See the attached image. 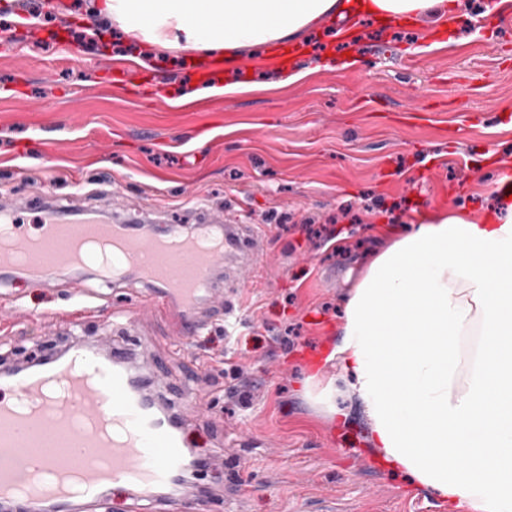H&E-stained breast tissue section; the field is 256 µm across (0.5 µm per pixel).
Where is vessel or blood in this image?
I'll return each mask as SVG.
<instances>
[{
	"mask_svg": "<svg viewBox=\"0 0 512 512\" xmlns=\"http://www.w3.org/2000/svg\"><path fill=\"white\" fill-rule=\"evenodd\" d=\"M0 223L13 227L0 246L1 284L22 274L50 281L83 273L117 288L133 274L142 286L137 306L167 314L181 343L214 321L208 305L224 260L246 246L235 224H200L189 233L169 224L147 235L97 213L76 220L51 208L32 234L13 207L0 210ZM60 233L111 239L116 263L105 269L63 253L45 267L36 245ZM161 383L154 361H137L134 349L108 336H78L35 360L0 366V512H106L117 484L151 512H204L205 493L167 494L185 471L203 474L210 465L191 463L183 409L149 391ZM49 435L66 436L68 451L39 462L50 474L42 480L31 475L24 451Z\"/></svg>",
	"mask_w": 512,
	"mask_h": 512,
	"instance_id": "obj_1",
	"label": "vessel or blood"
}]
</instances>
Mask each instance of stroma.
I'll return each mask as SVG.
<instances>
[{
    "label": "stroma",
    "instance_id": "35a3bbf8",
    "mask_svg": "<svg viewBox=\"0 0 512 512\" xmlns=\"http://www.w3.org/2000/svg\"><path fill=\"white\" fill-rule=\"evenodd\" d=\"M460 4L450 46L418 51L424 21L383 28L365 18L347 46L356 66L181 107L172 93L199 81L185 52L161 67L132 66L143 42L117 27L87 36L93 0L0 8V203L29 204L28 231L43 205L81 214L112 196L118 219L150 229L217 210L254 237L263 267L257 276L235 267L250 286L231 348L250 403L219 399L186 425L190 448L214 457L211 479L238 512H467L391 473L358 399L323 392L340 373L331 352L345 298L373 253L422 216L497 209L489 186L512 172V24H472L471 0ZM29 12L38 25L25 23ZM331 25L320 19L302 50L279 55L312 66L334 50L323 37ZM56 28L68 55L40 37ZM305 224L326 225L332 240L307 239ZM83 286L96 307L86 332L148 348L178 393L202 389L201 375L228 349L220 319L185 344L172 342L156 311L121 325L116 308L137 280L114 292L93 279L44 288L22 276L0 288V358L39 336L67 337L53 313Z\"/></svg>",
    "mask_w": 512,
    "mask_h": 512
}]
</instances>
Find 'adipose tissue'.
<instances>
[{
  "instance_id": "adipose-tissue-1",
  "label": "adipose tissue",
  "mask_w": 512,
  "mask_h": 512,
  "mask_svg": "<svg viewBox=\"0 0 512 512\" xmlns=\"http://www.w3.org/2000/svg\"><path fill=\"white\" fill-rule=\"evenodd\" d=\"M457 0H102L96 30L146 43L140 67L176 49L222 58L302 42L330 16L457 20ZM333 357L393 473L470 512H512V204L423 216L369 262L345 302Z\"/></svg>"
}]
</instances>
